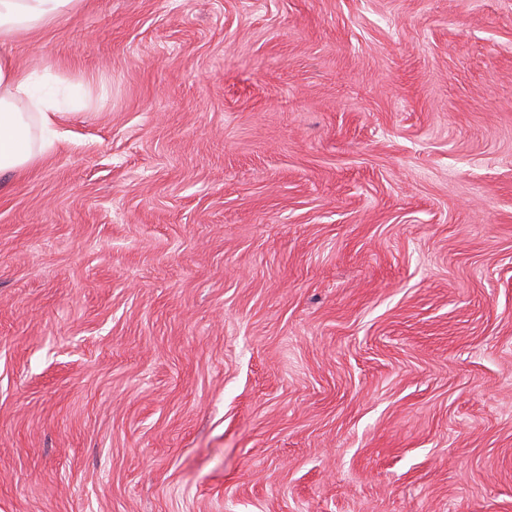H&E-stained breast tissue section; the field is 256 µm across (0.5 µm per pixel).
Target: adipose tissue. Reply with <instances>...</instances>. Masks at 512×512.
Masks as SVG:
<instances>
[{
  "label": "adipose tissue",
  "mask_w": 512,
  "mask_h": 512,
  "mask_svg": "<svg viewBox=\"0 0 512 512\" xmlns=\"http://www.w3.org/2000/svg\"><path fill=\"white\" fill-rule=\"evenodd\" d=\"M80 0H0V43L53 24ZM58 114L54 97L39 91L31 73L0 53V171H19L48 151ZM42 140H34L33 126Z\"/></svg>",
  "instance_id": "obj_1"
}]
</instances>
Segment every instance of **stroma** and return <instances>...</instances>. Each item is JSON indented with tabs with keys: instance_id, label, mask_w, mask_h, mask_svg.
<instances>
[{
	"instance_id": "1",
	"label": "stroma",
	"mask_w": 512,
	"mask_h": 512,
	"mask_svg": "<svg viewBox=\"0 0 512 512\" xmlns=\"http://www.w3.org/2000/svg\"><path fill=\"white\" fill-rule=\"evenodd\" d=\"M0 175V512H512V0H82Z\"/></svg>"
}]
</instances>
